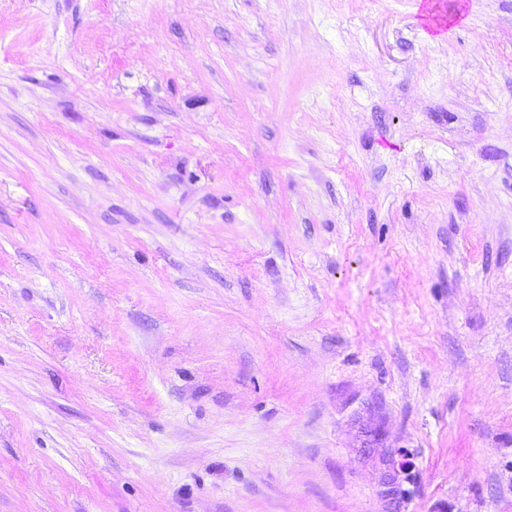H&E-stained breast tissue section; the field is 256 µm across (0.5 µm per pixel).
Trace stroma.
Instances as JSON below:
<instances>
[{
  "instance_id": "1",
  "label": "stroma",
  "mask_w": 512,
  "mask_h": 512,
  "mask_svg": "<svg viewBox=\"0 0 512 512\" xmlns=\"http://www.w3.org/2000/svg\"><path fill=\"white\" fill-rule=\"evenodd\" d=\"M400 457L512 512V0H0V512H391Z\"/></svg>"
}]
</instances>
